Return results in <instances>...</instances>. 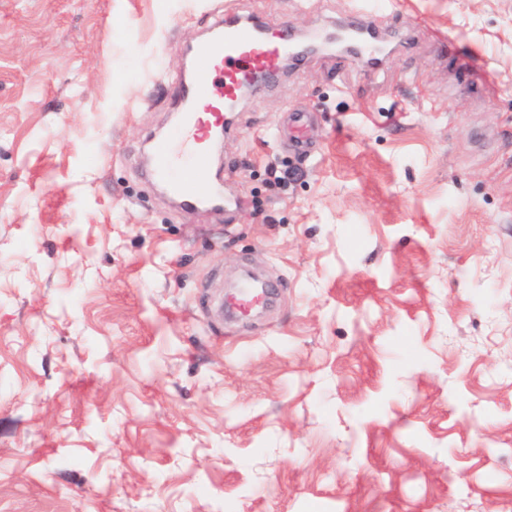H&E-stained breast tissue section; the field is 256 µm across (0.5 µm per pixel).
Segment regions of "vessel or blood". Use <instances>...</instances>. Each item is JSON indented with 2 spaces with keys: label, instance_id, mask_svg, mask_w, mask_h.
Here are the masks:
<instances>
[{
  "label": "vessel or blood",
  "instance_id": "obj_1",
  "mask_svg": "<svg viewBox=\"0 0 512 512\" xmlns=\"http://www.w3.org/2000/svg\"><path fill=\"white\" fill-rule=\"evenodd\" d=\"M290 44L286 29L252 17L240 24L218 21L210 36L193 43L190 74L174 90L182 104L177 129L151 150V177L179 206H202L221 191L211 180L210 140L217 130L233 129L224 105L242 89L274 78Z\"/></svg>",
  "mask_w": 512,
  "mask_h": 512
}]
</instances>
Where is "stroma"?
<instances>
[{
    "instance_id": "stroma-1",
    "label": "stroma",
    "mask_w": 512,
    "mask_h": 512,
    "mask_svg": "<svg viewBox=\"0 0 512 512\" xmlns=\"http://www.w3.org/2000/svg\"><path fill=\"white\" fill-rule=\"evenodd\" d=\"M354 8L0 0V512H512V0H375L380 67L241 102L231 211L145 176L215 16ZM238 288H242V290L239 291V297L236 299V309L241 315H247L248 313L244 312L243 306L260 300L265 302L269 289L271 292L274 287L270 284H263L261 290L254 291L252 290L253 287L250 282L243 281Z\"/></svg>"
}]
</instances>
